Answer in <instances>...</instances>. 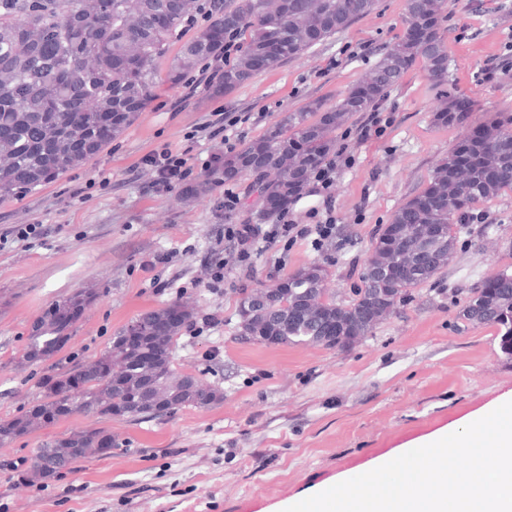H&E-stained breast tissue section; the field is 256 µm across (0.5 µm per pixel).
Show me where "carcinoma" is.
I'll list each match as a JSON object with an SVG mask.
<instances>
[{
  "mask_svg": "<svg viewBox=\"0 0 512 512\" xmlns=\"http://www.w3.org/2000/svg\"><path fill=\"white\" fill-rule=\"evenodd\" d=\"M197 0H0V201L20 197L55 182L68 170L101 154L137 119L148 100L165 83L175 84L198 62L237 54L224 62L206 91L222 96L250 84L260 73L303 55L355 20L371 12L376 0H209L208 23L191 38L183 35ZM444 0H407L403 34L382 54L369 75L327 107L315 99L286 113L264 136L241 150L211 160L195 193L252 177L248 192L262 202L256 220L284 212L306 191L304 178L318 173L336 156L330 131L359 112H371L388 91L423 62L444 103L432 115L438 127L465 126L448 158L431 180L393 214L380 235L358 289L360 310L348 315L332 302L302 321H288L281 299L260 284L245 292L240 320L269 327L280 344H323L328 325L342 314L340 336H366L377 319L373 307L383 304L386 289L403 299L411 289L434 278L448 264L455 237L447 228L474 220L475 205L512 191V113L494 112L470 122L469 109L448 94L449 58L440 34ZM178 50H173L176 43ZM468 184L456 183L459 172ZM431 224L437 234L429 263L419 274L384 272L389 252L421 251L419 229ZM327 273L303 268L288 276V300L314 291ZM81 293L47 308L34 323L20 363L51 357L76 320ZM193 313L185 305L143 312L112 336L99 355L41 382L32 411L51 423L63 414L100 419L149 417L139 405L157 390L173 392L169 409L185 405L208 408L221 400L207 386L193 390L176 375L172 355L180 327L156 337L157 322L171 311ZM462 317L496 328L502 352L512 356V273L504 270L482 280L462 309ZM143 339L142 353L127 351L128 331ZM114 363L119 374L109 377ZM27 416L0 421V444L26 434ZM113 445L105 429L82 430L52 439L36 449L32 465L47 475L73 468L84 449L107 453Z\"/></svg>",
  "mask_w": 512,
  "mask_h": 512,
  "instance_id": "cac0c4a2",
  "label": "carcinoma"
}]
</instances>
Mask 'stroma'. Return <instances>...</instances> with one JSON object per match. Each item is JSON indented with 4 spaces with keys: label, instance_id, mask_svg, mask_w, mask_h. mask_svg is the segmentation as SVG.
I'll list each match as a JSON object with an SVG mask.
<instances>
[{
    "label": "stroma",
    "instance_id": "1",
    "mask_svg": "<svg viewBox=\"0 0 512 512\" xmlns=\"http://www.w3.org/2000/svg\"><path fill=\"white\" fill-rule=\"evenodd\" d=\"M405 12L406 0H377L345 31L226 96L164 86L99 156L0 203V420L23 414L45 377L98 355L133 317L174 303L195 313L177 340L175 371L223 395L147 420L73 415L0 445V512H282L512 391V357L496 329L461 314L471 288L512 271V191L478 206L448 265L347 349L248 343L237 332L244 291L303 267L327 270L337 303L353 300L380 230L464 132L433 125L441 100L422 65L374 111L336 129L330 184L311 181L286 212L288 224L333 225L324 241L260 239L240 259L224 227L242 214L225 210L223 188L159 191L142 162L168 149L197 177L213 155L260 138L282 113L318 98L335 103L402 34ZM441 30L448 91L469 101L471 121L512 112V0H447ZM226 127L233 143L223 141ZM19 224L48 234L18 241L8 231ZM77 291L95 301L71 339L46 361L18 364L43 309ZM100 427L114 438L108 453L29 483L35 448Z\"/></svg>",
    "mask_w": 512,
    "mask_h": 512
}]
</instances>
